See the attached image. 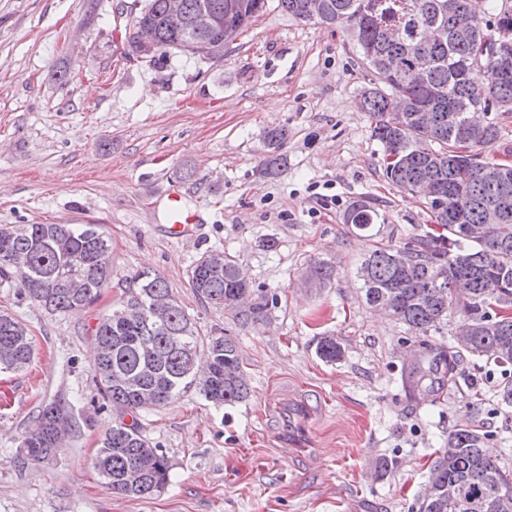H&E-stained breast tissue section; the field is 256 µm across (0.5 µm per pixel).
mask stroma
I'll list each match as a JSON object with an SVG mask.
<instances>
[{
  "label": "stroma",
  "mask_w": 512,
  "mask_h": 512,
  "mask_svg": "<svg viewBox=\"0 0 512 512\" xmlns=\"http://www.w3.org/2000/svg\"><path fill=\"white\" fill-rule=\"evenodd\" d=\"M268 3L222 61L177 55L158 68L123 53L145 0H0V224L92 220L112 240V279L89 308L51 314L0 282V311L28 325L35 347L28 368L0 373L16 392L0 405V512H417L449 434L474 425L512 471L498 368L466 354L457 389L436 401L408 392L420 341L363 300L358 270L375 246L434 225L424 200L385 176L359 106L369 68L346 28ZM274 127L288 130L286 164L266 175ZM172 185L198 216L192 236L168 230ZM359 200L375 214L365 231L346 222ZM214 249L277 295L265 322L239 326L190 288V266ZM321 260L336 274L320 288L307 272ZM143 270L165 278L204 335L234 339L250 394L217 408L191 389L141 411L171 477L130 498L91 464L115 416L94 381L92 332ZM322 336L336 337L342 360L319 357ZM288 387L324 408L308 437L316 456L282 447L262 422L271 391ZM58 399L74 433L56 457L20 464L39 407Z\"/></svg>",
  "instance_id": "stroma-1"
}]
</instances>
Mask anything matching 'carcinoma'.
Listing matches in <instances>:
<instances>
[{
  "label": "carcinoma",
  "mask_w": 512,
  "mask_h": 512,
  "mask_svg": "<svg viewBox=\"0 0 512 512\" xmlns=\"http://www.w3.org/2000/svg\"><path fill=\"white\" fill-rule=\"evenodd\" d=\"M268 0H183L188 19L205 11L220 14L245 30L264 11ZM307 0H278L300 21H309ZM447 0H321L319 22L341 24L354 38L372 69L371 86L361 94L371 119L372 137L381 145L386 178L402 192L416 195L425 182L439 188L426 200L440 231L411 239L414 259L398 266L399 247L381 244L360 268L361 292L371 307H383L407 331L422 337L427 364L413 367L407 378L429 380L428 391L441 396L457 385L460 354L428 339L451 317L474 326L466 351L502 367L506 381L498 391L512 403V164L484 160L482 151L500 135L496 121L479 127L470 120L478 111L512 112V67L504 72L486 55L475 65L480 42L494 29L512 30V8L482 0V12L463 30L448 15ZM154 31L158 52L145 56L139 37ZM220 36L217 28L180 30L167 20V0H147L125 32L127 56L162 64L187 42L204 45ZM390 56L403 61L392 73L376 62ZM409 101L407 110L395 99ZM472 130L467 149L460 132ZM288 129L265 135V173L284 162L281 153ZM507 167V177L491 170ZM501 210L500 220L489 214ZM347 223L370 228L374 212L364 201L347 212ZM469 224L487 226L481 240L467 238ZM236 259L207 251L191 266L188 284L205 302L224 308L241 325L267 320L278 304L275 294L240 279ZM333 266L319 262L309 279L325 283ZM112 278V243L98 224H0V279L18 281V294L51 312L86 308L100 297ZM96 347L94 379L119 418L100 439L92 466L116 494L149 497L165 488L171 464L141 431L137 414L161 406L193 387L217 405L245 399L249 384L229 336H203L157 273L138 272L119 307L99 319L93 332ZM319 356L327 362L343 357L334 336H324ZM34 356L26 325L0 313V372H16ZM131 422H124L125 417ZM75 428L67 406L50 402L39 410L35 426L21 440L22 463L55 456ZM488 434L477 426L448 435V449L434 461L435 480L425 486L418 512H512V472L486 453ZM464 490V504H448V485Z\"/></svg>",
  "instance_id": "obj_1"
}]
</instances>
